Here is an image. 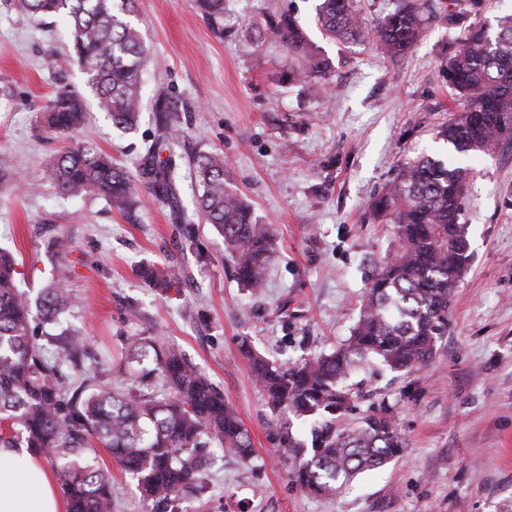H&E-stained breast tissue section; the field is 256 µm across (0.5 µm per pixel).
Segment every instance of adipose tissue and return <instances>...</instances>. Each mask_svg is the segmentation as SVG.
I'll use <instances>...</instances> for the list:
<instances>
[{
	"mask_svg": "<svg viewBox=\"0 0 512 512\" xmlns=\"http://www.w3.org/2000/svg\"><path fill=\"white\" fill-rule=\"evenodd\" d=\"M26 498L34 500L35 512H66V501L40 453L0 447V512H20Z\"/></svg>",
	"mask_w": 512,
	"mask_h": 512,
	"instance_id": "ef3b65f1",
	"label": "adipose tissue"
}]
</instances>
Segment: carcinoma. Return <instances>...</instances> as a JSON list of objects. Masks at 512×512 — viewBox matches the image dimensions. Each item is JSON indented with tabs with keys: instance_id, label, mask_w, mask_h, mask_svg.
<instances>
[{
	"instance_id": "carcinoma-1",
	"label": "carcinoma",
	"mask_w": 512,
	"mask_h": 512,
	"mask_svg": "<svg viewBox=\"0 0 512 512\" xmlns=\"http://www.w3.org/2000/svg\"><path fill=\"white\" fill-rule=\"evenodd\" d=\"M39 18L64 21L74 56L97 106L125 131L140 117L139 86L149 51L132 19L136 0H0ZM212 21L224 13V0H199ZM419 4L403 0L376 28L382 52L396 61L415 45L422 31ZM317 25L329 38L354 43L364 36L356 0H321ZM280 40L307 57L308 70L323 63L311 51L292 16L276 25ZM448 85L466 99L459 119L438 133L448 150L489 152L512 140V14L494 28L468 29L448 57ZM167 95L159 92L158 125L164 137L178 130L164 114ZM84 98L60 89L46 109L50 134H71L85 119ZM197 206L224 240V251L239 283L258 290L273 251V233L258 224L238 193L224 180V156L203 154ZM176 162L156 159L146 149L140 177L117 164L89 141L60 153L44 180L72 198H100L119 211L132 208L141 190L176 200ZM469 172L421 155L400 168L397 182L378 203L393 216L399 252L378 269L348 339L330 353L275 363L248 343L242 350L250 373L263 388L277 417L280 445L294 459L292 478L318 496H330L359 474L387 465L402 450L393 418L383 408L354 427L340 418L358 391L349 377L375 359L392 372L409 373L428 363L444 335L454 289L470 259L462 222ZM138 274L156 288H169L186 276L183 266L144 264ZM63 274L46 285L34 302L16 283V259L0 247V433L4 448H33L55 462L54 474L67 512H112V473L101 469L97 448L107 449L120 471L137 486L151 512L204 490L211 458L205 449L249 460L251 436L224 394L174 343L159 336L128 339L125 358L113 382L78 370L83 338L64 315L73 305ZM53 332L42 343L33 336L34 317ZM309 423L303 437L290 421Z\"/></svg>"
}]
</instances>
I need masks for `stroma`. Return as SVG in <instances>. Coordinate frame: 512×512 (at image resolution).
Wrapping results in <instances>:
<instances>
[{
  "label": "stroma",
  "mask_w": 512,
  "mask_h": 512,
  "mask_svg": "<svg viewBox=\"0 0 512 512\" xmlns=\"http://www.w3.org/2000/svg\"><path fill=\"white\" fill-rule=\"evenodd\" d=\"M425 30L401 60L378 49L374 28L396 0H357L363 40L325 38L318 0H224L213 29L197 0H141L135 19L150 52L142 118L113 126L89 107L85 125L56 137L39 125L62 86L87 93L66 29L0 4V170L33 190L0 187V246L16 258L29 297L59 274L77 305L69 318L85 339L89 374L115 375L127 339L177 343L239 412L254 444L250 462L214 456L201 495L181 512H512V143L461 153L472 170L466 231L472 257L455 290L445 336L431 361L397 375L370 362L353 380L360 392L343 425L380 406L394 416L402 453L356 477L335 497L290 478L265 396L251 378L242 338L284 361L328 352L347 338L364 292L398 243L375 203L398 169L423 154L447 155L436 133L465 102L448 86V55L473 24L495 25L512 0H424ZM298 19L325 74L307 72L271 25ZM179 131L180 209L142 193L131 212L102 200H74L39 185L65 147L96 143L131 173L158 136L157 87ZM224 156V177L259 223L270 225L274 256L262 293L239 284L224 243L193 204L198 156ZM198 251L182 249L183 227ZM70 243L52 255L50 238ZM184 264L189 280L146 286L142 263Z\"/></svg>",
  "instance_id": "obj_1"
}]
</instances>
